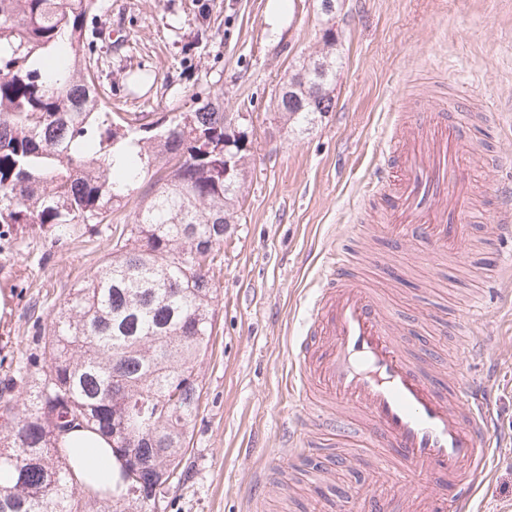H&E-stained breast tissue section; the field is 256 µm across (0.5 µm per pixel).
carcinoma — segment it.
Segmentation results:
<instances>
[{"label": "carcinoma", "instance_id": "cac0c4a2", "mask_svg": "<svg viewBox=\"0 0 512 512\" xmlns=\"http://www.w3.org/2000/svg\"><path fill=\"white\" fill-rule=\"evenodd\" d=\"M96 0H0V240L56 239L112 223L139 182L165 170L112 252L71 289L50 320H34V346L0 387V512H155L180 479L199 413L201 356L211 347L218 289L210 269L235 223L248 150L224 148V106L144 123L109 111L98 82L103 56L89 40ZM275 96L285 125L334 108L336 34ZM125 127L118 135L113 124ZM131 183L117 184V152ZM240 168L224 174V151ZM138 438L112 492L90 494L73 477L62 438L94 427L112 439L113 411Z\"/></svg>", "mask_w": 512, "mask_h": 512}]
</instances>
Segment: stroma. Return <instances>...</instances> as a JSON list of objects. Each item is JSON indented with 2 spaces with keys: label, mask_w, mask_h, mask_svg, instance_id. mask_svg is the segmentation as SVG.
<instances>
[{
  "label": "stroma",
  "mask_w": 512,
  "mask_h": 512,
  "mask_svg": "<svg viewBox=\"0 0 512 512\" xmlns=\"http://www.w3.org/2000/svg\"><path fill=\"white\" fill-rule=\"evenodd\" d=\"M90 31L110 30L101 82L113 111L192 110L219 94L249 135L246 196L214 267L213 343L199 362L200 410L159 512H330L358 502L368 485L392 489L370 465V448H285L294 399L289 345L303 331L333 246L359 269L389 265L375 280L403 343L443 378L481 379L491 397L493 472L475 512H512V280H488L496 258L512 259V236L475 227L457 260L426 259L374 232L370 185L388 166L397 122L418 104L419 86L465 90L478 157L479 208L512 178V0H338L339 68L334 111L300 132L278 122L281 78L320 54L326 19L318 0H289L271 23L270 0H98ZM111 231L58 242L23 238L0 252V379L32 338L28 313L52 314L107 254ZM480 337L469 357L465 339Z\"/></svg>",
  "instance_id": "stroma-1"
}]
</instances>
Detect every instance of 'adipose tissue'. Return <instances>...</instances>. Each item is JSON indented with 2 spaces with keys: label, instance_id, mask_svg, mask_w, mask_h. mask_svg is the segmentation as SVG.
<instances>
[{
  "label": "adipose tissue",
  "instance_id": "ef3b65f1",
  "mask_svg": "<svg viewBox=\"0 0 512 512\" xmlns=\"http://www.w3.org/2000/svg\"><path fill=\"white\" fill-rule=\"evenodd\" d=\"M63 445L80 484L101 492L111 491L118 466L110 442L94 430L81 428L68 434Z\"/></svg>",
  "mask_w": 512,
  "mask_h": 512
}]
</instances>
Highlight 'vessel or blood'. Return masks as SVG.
<instances>
[{
  "mask_svg": "<svg viewBox=\"0 0 512 512\" xmlns=\"http://www.w3.org/2000/svg\"><path fill=\"white\" fill-rule=\"evenodd\" d=\"M424 105L391 138L389 173L375 190L380 238L427 254L460 253L473 206V140L458 118L467 102L425 93ZM489 217L512 230V185L501 184ZM298 393L296 436L304 448L344 440L380 448L391 466L426 490L420 512H470L488 479L491 412L468 382L447 383L409 356L349 252L325 264L306 331L290 351Z\"/></svg>",
  "mask_w": 512,
  "mask_h": 512,
  "instance_id": "vessel-or-blood-1",
  "label": "vessel or blood"
}]
</instances>
